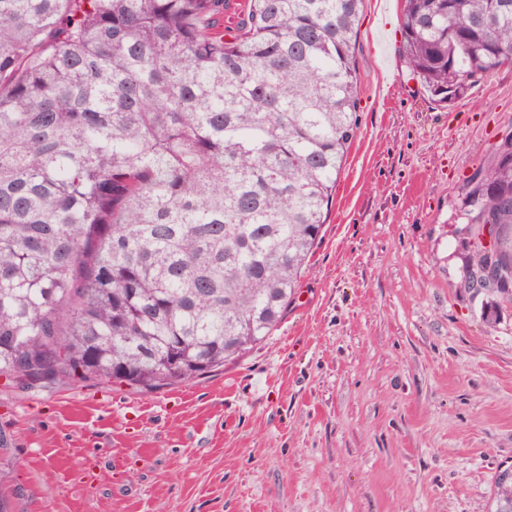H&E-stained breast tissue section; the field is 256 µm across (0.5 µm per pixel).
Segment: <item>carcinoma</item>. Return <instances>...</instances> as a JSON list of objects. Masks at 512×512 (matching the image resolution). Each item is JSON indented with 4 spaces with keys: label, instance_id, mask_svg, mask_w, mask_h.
Here are the masks:
<instances>
[{
    "label": "carcinoma",
    "instance_id": "cac0c4a2",
    "mask_svg": "<svg viewBox=\"0 0 512 512\" xmlns=\"http://www.w3.org/2000/svg\"><path fill=\"white\" fill-rule=\"evenodd\" d=\"M404 2L436 101L512 62V0ZM226 4L0 0V375L153 391L288 310L357 129L364 0H247L229 36ZM461 216L511 297L512 146ZM511 502L495 476L490 512Z\"/></svg>",
    "mask_w": 512,
    "mask_h": 512
}]
</instances>
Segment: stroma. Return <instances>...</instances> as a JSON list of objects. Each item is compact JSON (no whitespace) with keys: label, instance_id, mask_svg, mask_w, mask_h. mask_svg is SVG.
<instances>
[{"label":"stroma","instance_id":"1","mask_svg":"<svg viewBox=\"0 0 512 512\" xmlns=\"http://www.w3.org/2000/svg\"><path fill=\"white\" fill-rule=\"evenodd\" d=\"M403 5L364 0L358 125L287 314L175 387L0 378L14 512H488L512 466V299L482 315L459 214L512 132V64L436 102Z\"/></svg>","mask_w":512,"mask_h":512}]
</instances>
